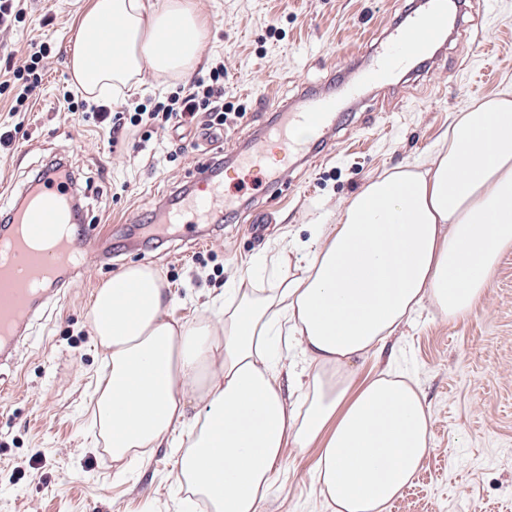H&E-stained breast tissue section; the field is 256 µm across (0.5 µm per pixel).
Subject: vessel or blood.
<instances>
[{"mask_svg":"<svg viewBox=\"0 0 512 512\" xmlns=\"http://www.w3.org/2000/svg\"><path fill=\"white\" fill-rule=\"evenodd\" d=\"M461 7V0H423L419 11L401 10L399 23L355 66V79L335 80L328 88L307 92L296 106L279 108L274 125L248 150L233 153L232 166L225 169L223 178H215L211 158H202L196 166V192L183 197L176 208H156L155 223L207 224L213 215L232 212L236 201L226 186L244 175L265 180L271 187L278 185L295 161L311 158L312 146H331L341 117L366 90L386 87L401 73L433 59L448 32L449 19ZM302 129L308 131V138H299ZM71 203L70 191L58 183L40 185L25 196L12 224L0 230V241L13 249L12 261L0 265L1 357L13 350L43 285L102 252L91 233L68 230Z\"/></svg>","mask_w":512,"mask_h":512,"instance_id":"1","label":"vessel or blood"}]
</instances>
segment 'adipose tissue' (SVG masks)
I'll return each instance as SVG.
<instances>
[{
	"mask_svg": "<svg viewBox=\"0 0 512 512\" xmlns=\"http://www.w3.org/2000/svg\"><path fill=\"white\" fill-rule=\"evenodd\" d=\"M108 42H97L103 29ZM68 48L91 101L137 92L144 73L189 76L204 21L192 0H89ZM512 249V98L470 107L425 163L370 179L337 223L279 250L270 288L244 271L222 309L180 320L168 281L146 263L97 286L88 306L109 368L95 390L113 461L174 449L176 483L210 512H261L283 450L313 448L312 482L332 512H386L430 445L414 385L361 362L412 313L468 316ZM287 327L310 366L302 405L277 377Z\"/></svg>",
	"mask_w": 512,
	"mask_h": 512,
	"instance_id": "1",
	"label": "adipose tissue"
}]
</instances>
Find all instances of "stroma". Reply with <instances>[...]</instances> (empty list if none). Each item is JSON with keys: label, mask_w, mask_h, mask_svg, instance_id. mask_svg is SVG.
I'll list each match as a JSON object with an SVG mask.
<instances>
[{"label": "stroma", "mask_w": 512, "mask_h": 512, "mask_svg": "<svg viewBox=\"0 0 512 512\" xmlns=\"http://www.w3.org/2000/svg\"><path fill=\"white\" fill-rule=\"evenodd\" d=\"M88 0H28L18 31L0 34V70L10 51L50 42L53 59L33 93V108L0 161V207L25 178L58 156L82 171V220L107 260H91L31 317L14 363L0 365V512H190L174 481L175 457L156 448L121 468L94 444L90 404L102 355L86 312L95 288L135 263L167 278L170 312L191 319L224 299L240 270L272 249L308 241L315 224L336 223L370 178L425 161L458 112L512 90V0H467L432 70L368 91L337 134L335 152L292 169L279 194L261 184L219 230L161 243L145 235L155 202L193 185L200 152L192 130L153 134L146 151L111 145L59 102L72 82L67 47ZM205 22L191 78L145 76L136 102L165 97L224 65V103L240 112L224 149L249 143L276 107L310 85H329L344 58L377 43L394 15L382 0H195ZM54 22L43 25L45 15ZM274 222L263 235L256 214ZM365 371L407 373L431 415V444L411 487L388 512H512V250L491 288L466 318L424 311L402 323ZM315 449L285 448L279 477L262 512H332L311 482Z\"/></svg>", "instance_id": "1"}]
</instances>
